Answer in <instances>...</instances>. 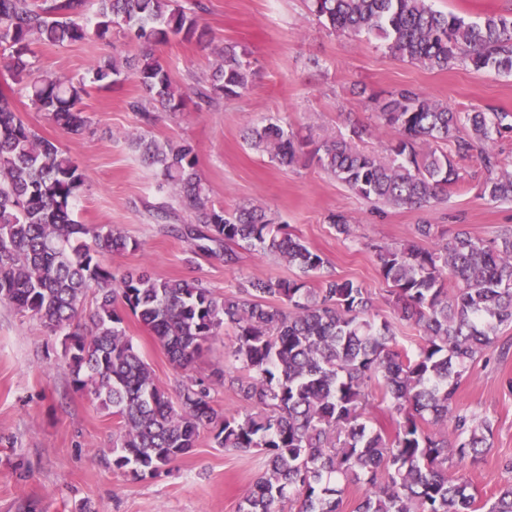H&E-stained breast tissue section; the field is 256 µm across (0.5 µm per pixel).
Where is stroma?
Segmentation results:
<instances>
[{
  "instance_id": "obj_1",
  "label": "stroma",
  "mask_w": 512,
  "mask_h": 512,
  "mask_svg": "<svg viewBox=\"0 0 512 512\" xmlns=\"http://www.w3.org/2000/svg\"><path fill=\"white\" fill-rule=\"evenodd\" d=\"M430 2L470 21L512 12V0ZM203 3L202 22L212 41H174L156 53L173 82L190 93L212 73L224 43L245 51L252 70L248 88L210 108L190 104L181 112L145 117L131 108L145 97L133 77L93 81L92 65L136 50L118 28L102 40L34 48L36 71L84 80L82 106L90 126L80 136L37 111L22 84L0 65V91L15 112L68 151L86 174L75 209L78 222L109 225L137 241L138 250L103 256V264L117 277L144 268L158 278L198 280L218 295L236 293L254 278H300L298 269L275 255L242 248L229 267L223 256L196 251L189 239L170 233V226L192 224L193 218L179 206L175 189L142 162L134 140H186L195 147L198 173L215 206L263 207L274 223L322 256L321 276L350 279L371 292L400 344L415 349L418 330L394 318L374 246L434 249L436 239L418 234L421 224L439 225L449 238L463 228L489 243L512 226V201L493 203L482 195L484 172L471 158L458 163L457 189L431 206L374 205L329 174L314 150L358 127L364 131L359 148L386 155L397 133L378 120L379 97L397 87L459 112L512 114V74L438 71L399 61L375 35L332 32L306 0ZM268 119L305 141L298 164L278 165L247 145V130ZM334 213L349 217L350 236L336 233L329 222ZM124 327L169 393L190 375L207 376L218 368L236 372L229 355L232 330H224L184 371L169 362L135 317H126ZM498 342L512 344V325L500 329ZM499 347L470 365L456 395L460 412L492 426L490 448L464 467L481 501L512 483V470L505 466L512 460V353L501 354ZM116 432L111 412L75 389L62 336L0 305V512H237L264 471L262 455L224 452L205 431L196 448L167 472L136 478L112 467Z\"/></svg>"
}]
</instances>
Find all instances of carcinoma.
Returning a JSON list of instances; mask_svg holds the SVG:
<instances>
[{
  "mask_svg": "<svg viewBox=\"0 0 512 512\" xmlns=\"http://www.w3.org/2000/svg\"><path fill=\"white\" fill-rule=\"evenodd\" d=\"M334 32L378 33L400 61L431 70L463 66L512 74V14L467 22L433 9L428 0H309ZM86 0H0V46L14 79L39 112L79 135L89 124L81 107L85 84L36 72L32 44L81 42L120 27L149 45L208 35L174 0H99L98 21L84 20ZM245 52L226 44L197 106L240 95L252 77ZM101 82L126 72L165 112H180L187 92L176 85L153 50L91 68ZM509 114L457 112L400 88L388 94L378 119L398 137L390 156L361 151L362 131L316 147L321 165L368 201L428 207L455 186V158H476L485 172L483 196L512 201V172L501 168L495 137L512 131ZM251 145L282 166L300 147L275 122L247 134ZM142 159L173 185L204 230L179 228L195 247L276 254L306 276L323 258L300 237L273 224L258 206L231 212L208 200L187 143L161 145L138 138ZM85 186L78 162L36 133L0 92V305L42 321L65 337L73 383L120 419L112 467L135 477L158 475L196 447L201 432L227 451L257 450L265 470L238 512H337L347 488L364 487L355 512H512V484L478 503L466 476L448 471L489 446L490 424L456 409L468 367L512 325V227L491 244L462 229L429 251L411 244L375 246L388 303L418 327L420 343L399 349L388 321L361 285L346 279L254 278L243 291L220 297L199 281L161 279L133 269L115 280L100 257L138 249L112 227L80 224L76 202ZM118 287H113L114 282ZM94 310L77 322L87 295ZM277 300L269 304L266 299ZM131 314L152 334L169 362L188 369L224 329L234 331L230 356L241 375L214 372L252 410L217 409L210 379L188 377L176 396L154 373L123 326ZM377 385L395 423L391 439L365 419Z\"/></svg>",
  "mask_w": 512,
  "mask_h": 512,
  "instance_id": "obj_1",
  "label": "carcinoma"
}]
</instances>
